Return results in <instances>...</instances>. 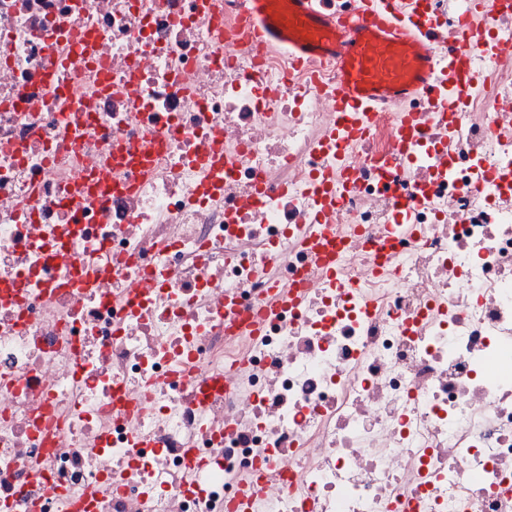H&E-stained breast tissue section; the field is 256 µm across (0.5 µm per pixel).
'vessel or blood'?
<instances>
[{"instance_id":"b4317fda","label":"vessel or blood","mask_w":512,"mask_h":512,"mask_svg":"<svg viewBox=\"0 0 512 512\" xmlns=\"http://www.w3.org/2000/svg\"><path fill=\"white\" fill-rule=\"evenodd\" d=\"M270 0H247L254 39L275 42L296 56L336 59L339 73L334 92L344 114L336 143L368 138L374 112L381 106L430 94L434 105L447 109L449 96H463L473 74L463 57H444L431 46V35L415 10H402L398 0H364L358 24L330 25L313 0H288V16L271 11ZM318 263L336 261L335 238L329 227L302 239Z\"/></svg>"}]
</instances>
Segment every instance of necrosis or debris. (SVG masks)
<instances>
[{
  "instance_id": "4bbe7bcc",
  "label": "necrosis or debris",
  "mask_w": 512,
  "mask_h": 512,
  "mask_svg": "<svg viewBox=\"0 0 512 512\" xmlns=\"http://www.w3.org/2000/svg\"><path fill=\"white\" fill-rule=\"evenodd\" d=\"M242 2L0 0V512H228L258 477L251 512H512V0H429L439 45L475 31L463 118L382 108L323 213L338 68ZM321 225L322 228L319 234L309 239H302L300 245L304 248H310L314 252L318 263L322 267H328L336 262L335 238L327 224Z\"/></svg>"
}]
</instances>
